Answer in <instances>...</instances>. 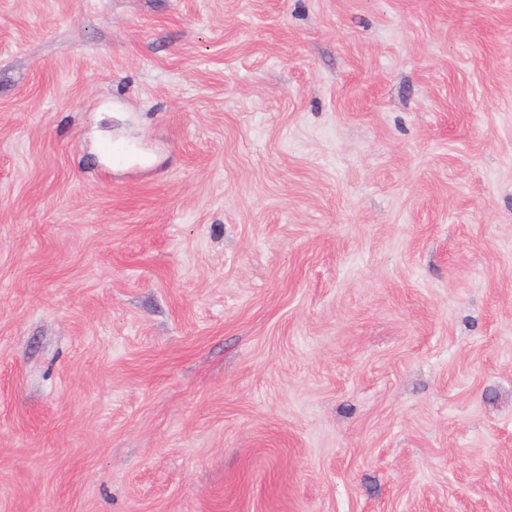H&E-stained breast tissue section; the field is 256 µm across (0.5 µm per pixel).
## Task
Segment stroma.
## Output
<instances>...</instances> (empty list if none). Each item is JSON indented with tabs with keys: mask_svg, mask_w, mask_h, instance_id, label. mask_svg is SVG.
<instances>
[{
	"mask_svg": "<svg viewBox=\"0 0 512 512\" xmlns=\"http://www.w3.org/2000/svg\"><path fill=\"white\" fill-rule=\"evenodd\" d=\"M0 512H512V0H0Z\"/></svg>",
	"mask_w": 512,
	"mask_h": 512,
	"instance_id": "stroma-1",
	"label": "stroma"
}]
</instances>
